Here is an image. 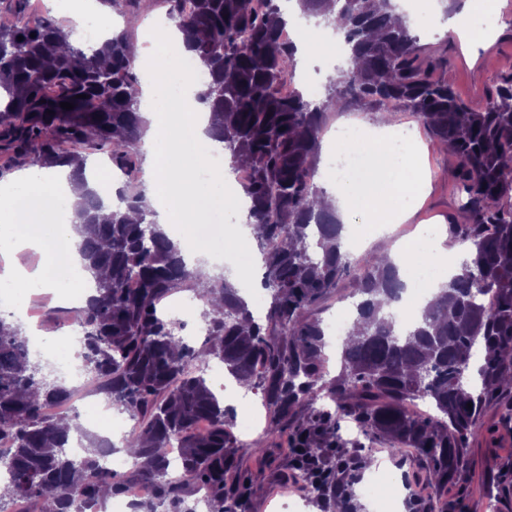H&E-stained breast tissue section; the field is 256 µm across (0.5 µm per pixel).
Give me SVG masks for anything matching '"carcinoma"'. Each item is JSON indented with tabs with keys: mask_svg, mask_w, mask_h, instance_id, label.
Segmentation results:
<instances>
[{
	"mask_svg": "<svg viewBox=\"0 0 512 512\" xmlns=\"http://www.w3.org/2000/svg\"><path fill=\"white\" fill-rule=\"evenodd\" d=\"M103 2L125 25L87 50L49 11L33 16L29 0H13V21L0 24V157L68 166L82 179L84 153L94 148L130 173L118 188L122 205L108 218L96 190L77 206L81 259L104 278L74 316L84 329L87 382L134 421L125 447L135 466L102 467L103 441L87 435L85 456L68 455L74 388L48 380L30 360L23 325L0 315V468L8 472L0 512H14L17 502L45 512L49 499L55 512L99 510L136 485L151 490L139 512H197L190 497L199 490L209 512H250L236 490L232 419L201 371L214 360L261 391L270 433L286 437L289 448H334L338 421L350 418L388 439L392 455L417 449L437 486L457 481L484 413L512 396V76L475 110L440 74L446 51L420 45L409 25L397 23L394 0H296L302 14L342 30L349 68L318 102L299 92L285 97L280 87L296 45L284 39L278 0H193L188 12L183 0H166L208 74L198 95L212 112L208 134L224 143L232 171L250 172L247 223L259 227L254 241L269 297L260 324L232 281L189 267L178 243L149 219L135 177L147 122L130 56L146 0ZM388 102L417 115L453 158L465 201L451 230L469 243L470 257L399 329L384 310L402 288L398 268L382 254L362 255L355 331L342 340L340 374L327 380L322 323L311 310L338 296L351 262L345 224L315 181L321 134L335 109ZM184 290L204 303L209 333L199 348L184 341L180 322L158 313L161 299ZM321 398L334 409L315 410ZM418 398L430 400L436 416L410 412ZM173 440L177 475L167 469Z\"/></svg>",
	"mask_w": 512,
	"mask_h": 512,
	"instance_id": "obj_1",
	"label": "carcinoma"
}]
</instances>
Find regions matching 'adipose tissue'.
Segmentation results:
<instances>
[{"instance_id": "1", "label": "adipose tissue", "mask_w": 512, "mask_h": 512, "mask_svg": "<svg viewBox=\"0 0 512 512\" xmlns=\"http://www.w3.org/2000/svg\"><path fill=\"white\" fill-rule=\"evenodd\" d=\"M287 23L297 28L296 40L305 59L327 65L332 54L329 39L315 21L300 20L287 12ZM156 39L133 46L135 62L154 61V79L144 94L152 107L147 113L150 128L145 138L149 164L145 185L149 201L163 224L183 227L189 247L187 261L206 256L207 246L197 244L201 227L224 209L225 172H211L210 163L223 146L207 134L209 112L195 109L197 76L190 63L193 53L181 33L170 23H156ZM172 45L162 53L161 44ZM389 127L379 126L365 138L352 136L351 123L338 124L327 137L334 162L332 194L342 213L356 224L386 225L406 220L430 173L417 163L412 143L391 140ZM85 191L70 178L68 168L36 177L18 171L9 188L10 202L0 208V249L16 255L41 254L34 269L12 262L0 268V284L24 285L41 290L69 288V275L80 270L77 244L81 233L74 221V207ZM400 270L420 262L432 270L433 283L447 281L452 271L437 233L419 237L414 247H398L391 255Z\"/></svg>"}]
</instances>
